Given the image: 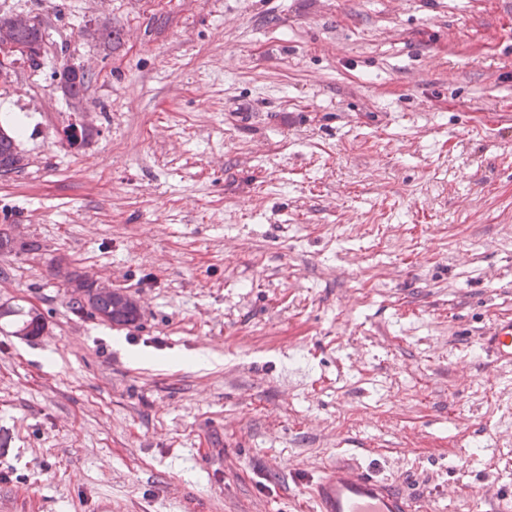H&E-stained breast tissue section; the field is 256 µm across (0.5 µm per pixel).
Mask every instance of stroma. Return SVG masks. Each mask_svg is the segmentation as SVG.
I'll return each instance as SVG.
<instances>
[{
    "label": "stroma",
    "instance_id": "stroma-1",
    "mask_svg": "<svg viewBox=\"0 0 512 512\" xmlns=\"http://www.w3.org/2000/svg\"><path fill=\"white\" fill-rule=\"evenodd\" d=\"M44 64L0 178V512H309L344 451L434 512L512 493V0H0ZM100 18L111 45L82 31ZM92 79L56 91L63 62ZM100 132L68 147L75 108ZM67 255L140 301L79 311ZM209 362L198 365L190 355ZM1 319L11 317V323L16 327V333L20 328L26 331L25 336H38L43 329L41 318L32 317L29 310L22 306L10 307L7 310H0ZM481 339L496 364L512 365V317L497 318Z\"/></svg>",
    "mask_w": 512,
    "mask_h": 512
}]
</instances>
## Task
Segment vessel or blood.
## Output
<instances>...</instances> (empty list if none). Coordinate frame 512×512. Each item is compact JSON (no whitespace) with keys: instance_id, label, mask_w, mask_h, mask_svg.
Masks as SVG:
<instances>
[{"instance_id":"b4317fda","label":"vessel or blood","mask_w":512,"mask_h":512,"mask_svg":"<svg viewBox=\"0 0 512 512\" xmlns=\"http://www.w3.org/2000/svg\"><path fill=\"white\" fill-rule=\"evenodd\" d=\"M482 342L496 364L511 366L512 317L497 318ZM309 493L312 512H428L420 497L345 459L322 467L311 480Z\"/></svg>"}]
</instances>
